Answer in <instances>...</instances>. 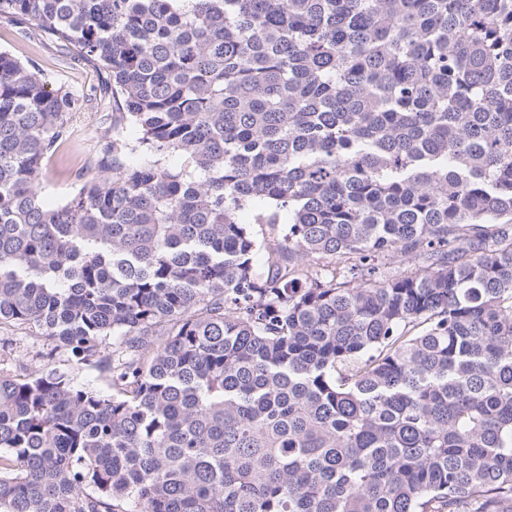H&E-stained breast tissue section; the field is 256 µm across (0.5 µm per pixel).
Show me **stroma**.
I'll list each match as a JSON object with an SVG mask.
<instances>
[{
	"mask_svg": "<svg viewBox=\"0 0 512 512\" xmlns=\"http://www.w3.org/2000/svg\"><path fill=\"white\" fill-rule=\"evenodd\" d=\"M0 50L31 60L50 86H62L86 98L82 109L70 119L67 137L58 143L45 161L47 197L52 201L64 199L75 187V173L96 162V141L110 127L101 104L107 73L95 64L74 58L61 46L20 38L4 19H0ZM52 347L51 341L42 338L17 339L9 366L31 370L62 366L65 354H54V360H47L46 355Z\"/></svg>",
	"mask_w": 512,
	"mask_h": 512,
	"instance_id": "35a3bbf8",
	"label": "stroma"
}]
</instances>
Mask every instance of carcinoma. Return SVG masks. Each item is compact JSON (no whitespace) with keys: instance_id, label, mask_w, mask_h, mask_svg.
<instances>
[{"instance_id":"cac0c4a2","label":"carcinoma","mask_w":512,"mask_h":512,"mask_svg":"<svg viewBox=\"0 0 512 512\" xmlns=\"http://www.w3.org/2000/svg\"><path fill=\"white\" fill-rule=\"evenodd\" d=\"M0 17L112 112L46 204L82 99L0 51V326L71 354L0 368V512H512V0ZM0 50L9 51L22 60H31L51 87L64 86L88 100L71 117L68 136L45 161L47 197L50 201L62 200L76 186L75 173L96 162V141L110 127V116L103 112V102H100L105 96L107 72L95 64L73 58L56 44L20 38L3 18L0 19ZM263 203H255L250 207L244 208L239 212V223L246 224L253 232L258 242L255 262L258 266H263L267 251L276 240L277 232L273 231L268 224H257V215L263 210Z\"/></svg>"}]
</instances>
